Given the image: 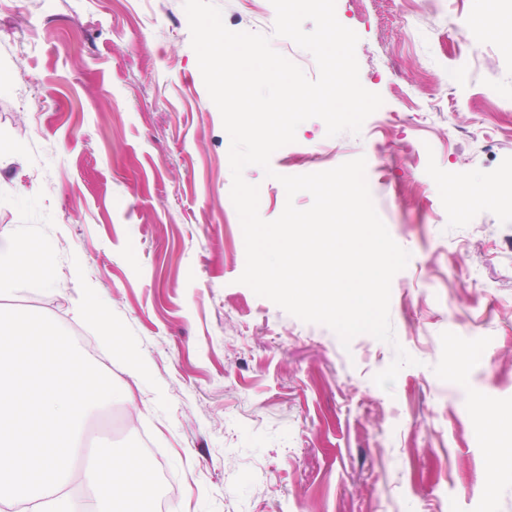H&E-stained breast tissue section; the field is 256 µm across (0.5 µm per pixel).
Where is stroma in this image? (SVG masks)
<instances>
[{"label": "stroma", "mask_w": 512, "mask_h": 512, "mask_svg": "<svg viewBox=\"0 0 512 512\" xmlns=\"http://www.w3.org/2000/svg\"><path fill=\"white\" fill-rule=\"evenodd\" d=\"M225 25L262 34L309 79L312 54L275 36L270 0H214ZM336 8L360 37L364 88L383 99L360 134L303 122L271 157L259 213L280 216V176L365 157L375 208L410 254L391 282L389 344L342 345L240 284L245 245L230 198V140L191 47L183 0H0V235L47 240L55 284L7 297L44 314L123 394L100 442L150 439V460L180 493L166 512H512V204L501 193L442 203L449 181L512 173V51L485 27L449 36L421 0ZM512 31V0H445ZM445 79L442 112L416 109ZM499 138L484 152L466 131ZM142 361V377L76 319L82 289ZM403 347L416 363L392 392L373 381ZM468 357L467 385L455 365Z\"/></svg>", "instance_id": "1"}]
</instances>
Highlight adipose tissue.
<instances>
[{"instance_id": "ef3b65f1", "label": "adipose tissue", "mask_w": 512, "mask_h": 512, "mask_svg": "<svg viewBox=\"0 0 512 512\" xmlns=\"http://www.w3.org/2000/svg\"><path fill=\"white\" fill-rule=\"evenodd\" d=\"M20 277L34 291L49 288L55 282L48 243L38 234L22 229L0 240V294L11 291Z\"/></svg>"}]
</instances>
